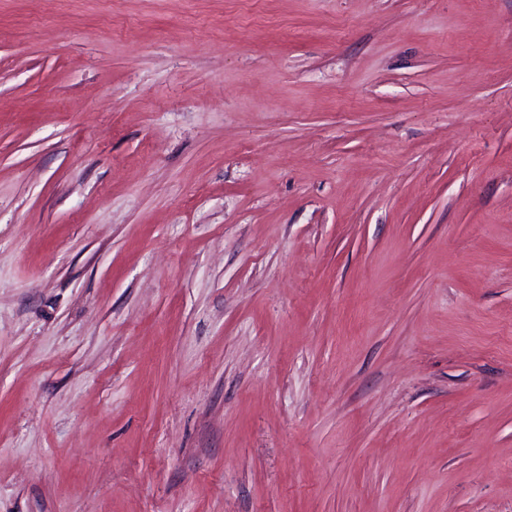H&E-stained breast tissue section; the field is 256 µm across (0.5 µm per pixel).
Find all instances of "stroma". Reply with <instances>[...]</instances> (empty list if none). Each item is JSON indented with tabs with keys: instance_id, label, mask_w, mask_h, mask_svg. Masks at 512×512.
<instances>
[{
	"instance_id": "35a3bbf8",
	"label": "stroma",
	"mask_w": 512,
	"mask_h": 512,
	"mask_svg": "<svg viewBox=\"0 0 512 512\" xmlns=\"http://www.w3.org/2000/svg\"><path fill=\"white\" fill-rule=\"evenodd\" d=\"M0 512H512V0H0Z\"/></svg>"
}]
</instances>
